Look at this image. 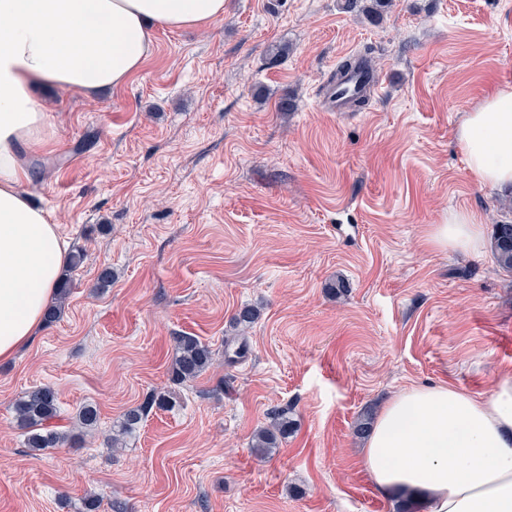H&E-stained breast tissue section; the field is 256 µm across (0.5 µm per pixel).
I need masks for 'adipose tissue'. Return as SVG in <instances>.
I'll return each instance as SVG.
<instances>
[{"label": "adipose tissue", "mask_w": 512, "mask_h": 512, "mask_svg": "<svg viewBox=\"0 0 512 512\" xmlns=\"http://www.w3.org/2000/svg\"><path fill=\"white\" fill-rule=\"evenodd\" d=\"M225 0H0V362L44 323L66 263L59 227L24 186L54 130L40 88L94 99L119 88L153 51V31L202 27ZM457 143L482 186H512V87L488 95L459 126ZM436 242L472 255L479 218L451 212ZM375 490L408 493L423 512H512V373L489 393L412 386L378 413L361 455Z\"/></svg>", "instance_id": "ef3b65f1"}]
</instances>
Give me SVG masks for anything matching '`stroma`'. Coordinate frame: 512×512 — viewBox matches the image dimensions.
Wrapping results in <instances>:
<instances>
[{
    "mask_svg": "<svg viewBox=\"0 0 512 512\" xmlns=\"http://www.w3.org/2000/svg\"><path fill=\"white\" fill-rule=\"evenodd\" d=\"M366 54L381 92L336 112L337 63ZM507 85L512 0H395L378 24L341 0H225L207 26L156 29L124 86L40 93L56 137L26 190L84 260L59 319L0 363V512H398L356 422L412 385L483 395L512 372V274L433 239L454 210L488 238L512 221V191L476 183L456 141ZM179 335L216 355L175 386ZM44 385L63 430L97 406L81 444L26 447L14 405ZM167 390L109 449L113 422ZM276 408L295 428L257 457Z\"/></svg>",
    "mask_w": 512,
    "mask_h": 512,
    "instance_id": "35a3bbf8",
    "label": "stroma"
}]
</instances>
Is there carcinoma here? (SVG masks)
Returning <instances> with one entry per match:
<instances>
[{"instance_id": "carcinoma-1", "label": "carcinoma", "mask_w": 512, "mask_h": 512, "mask_svg": "<svg viewBox=\"0 0 512 512\" xmlns=\"http://www.w3.org/2000/svg\"><path fill=\"white\" fill-rule=\"evenodd\" d=\"M392 3L393 0H345L344 9L376 20L391 8ZM491 248L497 265L512 273V224L494 225ZM213 360V350L197 337H175L170 367L172 383L180 385L195 380L213 364ZM170 404V395L154 392L143 404L128 408L117 424L112 426V449L124 444L152 408L161 409ZM59 415L58 395L52 387L43 386L27 392L16 405L17 426L25 437L26 446L34 451H44L56 448L69 439V433L58 429L56 420ZM269 419V424L257 430L252 438V447L262 456L278 447L291 427L286 410L272 412ZM76 420L81 427L92 430L98 426L99 411L93 405H85L79 410Z\"/></svg>"}]
</instances>
